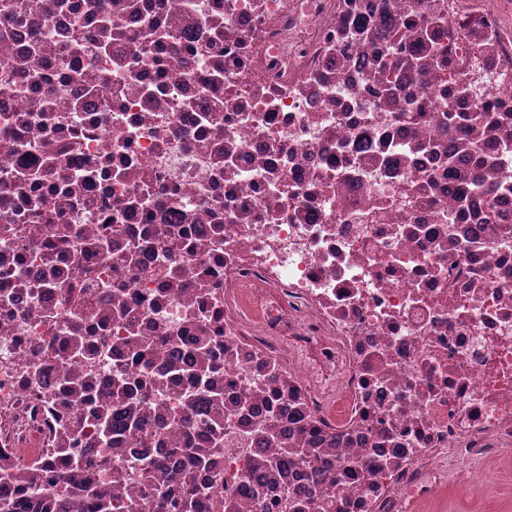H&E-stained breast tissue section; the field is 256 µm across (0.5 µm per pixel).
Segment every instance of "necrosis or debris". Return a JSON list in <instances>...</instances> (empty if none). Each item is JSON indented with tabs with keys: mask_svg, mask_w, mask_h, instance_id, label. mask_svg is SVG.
I'll return each instance as SVG.
<instances>
[{
	"mask_svg": "<svg viewBox=\"0 0 512 512\" xmlns=\"http://www.w3.org/2000/svg\"><path fill=\"white\" fill-rule=\"evenodd\" d=\"M0 0V451L65 448L140 332L223 356V461L336 439L343 512L512 449V0ZM396 42L402 57L377 49ZM488 78L483 99L471 96ZM484 149L448 183V113ZM457 214L449 223V214ZM464 151L469 155V159L467 162L469 163L470 168H474L470 173L469 177L466 179V183L464 186L469 191H479L481 193L491 195V192L494 190L492 188L486 187L483 183L482 177L480 175L479 169L482 166V160L479 155V148L475 144H470L468 146H464Z\"/></svg>",
	"mask_w": 512,
	"mask_h": 512,
	"instance_id": "1",
	"label": "necrosis or debris"
}]
</instances>
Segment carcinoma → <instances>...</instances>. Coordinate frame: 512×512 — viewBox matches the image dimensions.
I'll return each instance as SVG.
<instances>
[{"label": "carcinoma", "instance_id": "carcinoma-1", "mask_svg": "<svg viewBox=\"0 0 512 512\" xmlns=\"http://www.w3.org/2000/svg\"><path fill=\"white\" fill-rule=\"evenodd\" d=\"M464 151L472 168L466 189L491 194L493 189L484 185L479 172V148L472 143ZM164 341L163 337H127L126 359L112 362V391L104 398H88L94 404L92 422L99 436H112L116 445L135 440L142 447L134 457V468L123 461L110 465L93 458L78 433L72 436L70 447L52 449L48 462L25 463L0 454V512H29L32 493L42 499L40 512H113L116 493L136 477L141 480V495L127 499L125 512H143L144 496L151 498V512H236L232 502L216 499L212 484L197 480L198 473L214 471L218 450L224 447V392L205 382L221 362L210 344L198 340L189 354L174 350L170 361L158 367L156 357ZM131 363L140 372L137 398L130 397L126 386ZM185 365L195 368V384L203 390L194 400L185 401L183 411L174 415L167 403L158 400L156 387ZM68 382L69 394L77 399L93 387L88 374H71ZM285 410L287 406L282 403L274 405L270 418L255 427L252 438L256 455L245 479L254 497L273 496L272 507L278 512H309L310 493L266 481L267 475L297 462L316 464L321 460L314 449L290 448L280 438L278 416ZM171 417L179 420L183 437L173 443L168 455H159L153 448L167 443L165 421ZM162 471L168 480L159 485L156 475Z\"/></svg>", "mask_w": 512, "mask_h": 512}]
</instances>
